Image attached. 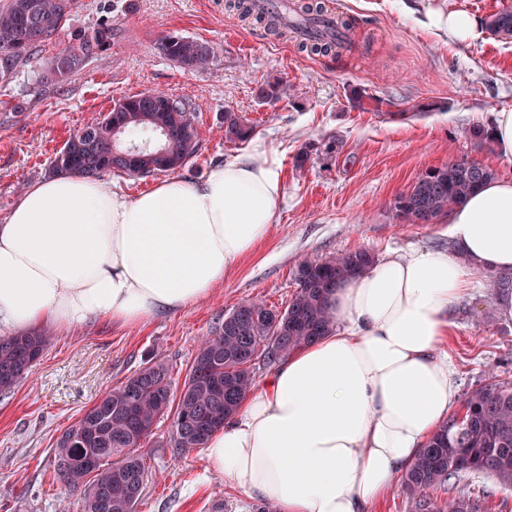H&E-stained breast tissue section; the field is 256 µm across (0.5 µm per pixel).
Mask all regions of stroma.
I'll return each instance as SVG.
<instances>
[{
  "label": "stroma",
  "mask_w": 512,
  "mask_h": 512,
  "mask_svg": "<svg viewBox=\"0 0 512 512\" xmlns=\"http://www.w3.org/2000/svg\"><path fill=\"white\" fill-rule=\"evenodd\" d=\"M325 3L358 25L352 47L327 56L301 50L294 34L280 37L242 21L224 0H77L62 30L0 80V224L29 184L51 176V161L74 130L146 90L198 108L199 150L178 178L201 181L248 151V144L224 140V115L231 112L277 152L284 180L277 224L208 299L137 326L98 320L50 329L27 378L0 394V512H81L79 493L54 478L59 434L146 362L168 365L174 387H181L199 339L225 313L254 299L286 308L301 258L357 248L378 259L414 248L453 252L447 218L407 224L395 215V197L422 170L468 159L512 179V157L471 137L494 112L512 109V39L485 32L460 45L427 25L432 11L482 20L512 0ZM104 26L112 29L106 49L65 80L49 79L46 57ZM171 33L208 42L214 65L189 72L160 54L158 42ZM277 78L289 96L260 102V88ZM353 88L381 100L380 109H351ZM309 143L319 144L318 153L296 168ZM475 278L478 288L448 311L445 348L464 393L491 379L512 384V318L487 320L488 279L482 271ZM171 423V415L161 416L144 445L149 474L136 512H208L217 501L225 512H253L252 498L207 472L202 450L169 446ZM459 487L482 502L483 512H512V485L468 474Z\"/></svg>",
  "instance_id": "1"
}]
</instances>
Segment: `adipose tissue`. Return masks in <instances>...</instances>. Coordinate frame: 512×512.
<instances>
[{
  "mask_svg": "<svg viewBox=\"0 0 512 512\" xmlns=\"http://www.w3.org/2000/svg\"><path fill=\"white\" fill-rule=\"evenodd\" d=\"M274 150L137 195L78 175L29 185L0 225V326L143 324L208 298L277 223ZM456 254L392 252L329 298L337 326L293 352L207 441L209 471L278 512H370L458 405L443 348L474 271L512 269V179L454 208Z\"/></svg>",
  "mask_w": 512,
  "mask_h": 512,
  "instance_id": "adipose-tissue-1",
  "label": "adipose tissue"
}]
</instances>
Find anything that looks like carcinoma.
<instances>
[{"label":"carcinoma","mask_w":512,"mask_h":512,"mask_svg":"<svg viewBox=\"0 0 512 512\" xmlns=\"http://www.w3.org/2000/svg\"><path fill=\"white\" fill-rule=\"evenodd\" d=\"M67 2L7 0L0 9L1 79L63 28L71 13ZM256 20L269 32L280 33L278 9ZM350 28L338 20L332 31L305 48L313 54H330L347 43ZM485 28L494 37L512 38V8L486 17ZM111 40L109 28L87 35L78 45L46 58V70L62 81ZM159 49L186 71L204 70L214 59L208 43L174 33L160 40ZM286 93V84L271 81L260 89L259 98L270 102ZM197 111L191 102L158 90L149 99L140 93L126 97L68 140L67 150L51 161L52 169L92 178L107 171L138 178L175 173L197 153ZM253 133L254 127L241 117L224 114L226 141L244 142ZM493 178L492 169L476 170L465 160L428 168L395 198L396 216L410 224H433ZM374 262L364 248L325 259L302 258L295 272L297 289L287 308L278 311L251 300L224 315L200 341L177 393L166 364L146 363L57 437L56 479L71 491H83V512H135L149 471L141 448L157 419L173 410L172 447L184 452L205 447L210 435L224 427L251 391L255 366L277 364L332 331L330 293ZM489 287L493 303L512 296V271L489 274ZM48 341L44 330L0 336L1 393L10 392L27 376ZM461 407L400 475L414 512H482L479 500L464 494L443 501L432 495L450 479L468 473L486 474L512 485V385L487 382L465 393Z\"/></svg>","instance_id":"cac0c4a2"}]
</instances>
